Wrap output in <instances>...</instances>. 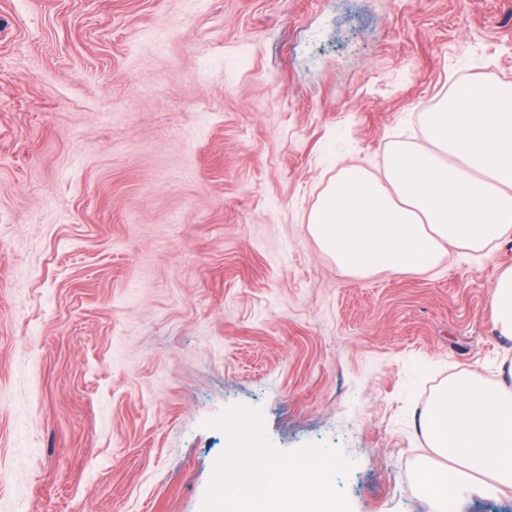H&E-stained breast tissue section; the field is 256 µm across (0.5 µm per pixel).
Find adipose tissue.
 <instances>
[{"instance_id": "obj_1", "label": "adipose tissue", "mask_w": 512, "mask_h": 512, "mask_svg": "<svg viewBox=\"0 0 512 512\" xmlns=\"http://www.w3.org/2000/svg\"><path fill=\"white\" fill-rule=\"evenodd\" d=\"M423 144L391 145L383 176L341 168L318 197L309 230L323 253L356 276L425 272L445 245L479 253L512 236V84L470 85L422 116ZM490 311L512 338V267L491 287ZM435 458L418 473L435 512L512 488V385L449 377L415 423ZM328 478L308 493L260 486L268 512H336Z\"/></svg>"}]
</instances>
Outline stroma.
<instances>
[{"label":"stroma","instance_id":"1","mask_svg":"<svg viewBox=\"0 0 512 512\" xmlns=\"http://www.w3.org/2000/svg\"><path fill=\"white\" fill-rule=\"evenodd\" d=\"M470 83L512 0H0V512H207L322 452L340 512H434L414 420L512 365V238L357 278L307 220ZM490 311L502 336L512 338V267L504 269L491 287Z\"/></svg>","mask_w":512,"mask_h":512}]
</instances>
